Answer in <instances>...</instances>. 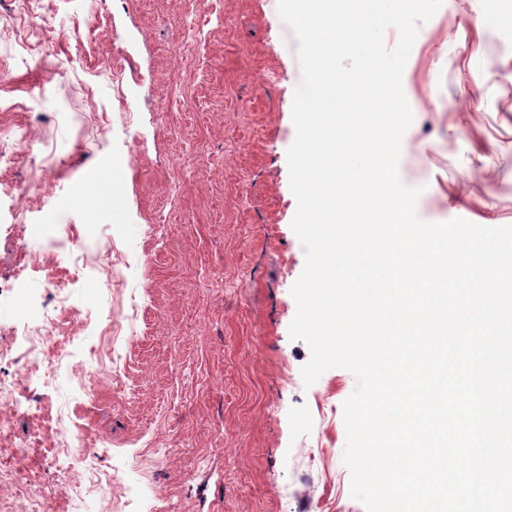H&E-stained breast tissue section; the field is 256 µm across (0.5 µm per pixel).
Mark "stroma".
Returning <instances> with one entry per match:
<instances>
[{
  "mask_svg": "<svg viewBox=\"0 0 512 512\" xmlns=\"http://www.w3.org/2000/svg\"><path fill=\"white\" fill-rule=\"evenodd\" d=\"M277 2L213 0L202 15L194 0H107L101 14L28 0L22 22L0 9V142L25 139L40 162L0 178V512H366L343 462L356 378L332 368L305 386L310 350L289 333L305 263L287 163L302 73ZM510 15L512 0H443L419 26L398 171L424 221L512 225ZM22 41L60 69L22 63ZM115 152L138 160L114 175ZM49 207L81 239L62 258L67 286L34 275L14 289ZM111 242L102 288L90 257ZM130 298L135 337L87 325ZM50 319L48 356L16 329ZM62 423L84 447L58 446Z\"/></svg>",
  "mask_w": 512,
  "mask_h": 512,
  "instance_id": "stroma-1",
  "label": "stroma"
}]
</instances>
